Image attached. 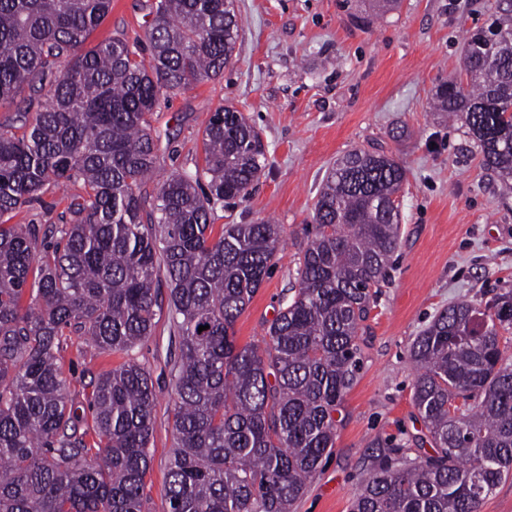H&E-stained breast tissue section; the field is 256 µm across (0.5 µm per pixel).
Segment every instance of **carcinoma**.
Here are the masks:
<instances>
[{"label":"carcinoma","mask_w":512,"mask_h":512,"mask_svg":"<svg viewBox=\"0 0 512 512\" xmlns=\"http://www.w3.org/2000/svg\"><path fill=\"white\" fill-rule=\"evenodd\" d=\"M361 4L365 26L400 0ZM110 6L0 0V103L30 91L0 127V512H144L157 393L134 351L162 312V273L179 338L169 512H293L335 447L336 411L358 380L359 332L400 240L406 170L378 149L336 159L299 249L294 296L264 346H237L235 322L282 229L261 221L216 234L210 216L246 197L266 146L224 107L203 132L204 165L161 177L149 121L163 92L223 73L240 28L235 0H156L147 61L119 38L86 47ZM462 68L465 78L437 85L432 108L462 121L483 164L512 179V0H496L492 22L470 34ZM60 181L85 191L69 222L4 223ZM511 328L504 296L492 308L450 305L416 337L412 398L434 454L376 448L351 512H479L512 478V355L500 336ZM72 336L126 356L92 383L93 445L58 364Z\"/></svg>","instance_id":"carcinoma-1"}]
</instances>
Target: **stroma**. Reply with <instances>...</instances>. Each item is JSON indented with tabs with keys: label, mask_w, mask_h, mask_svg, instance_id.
I'll return each instance as SVG.
<instances>
[{
	"label": "stroma",
	"mask_w": 512,
	"mask_h": 512,
	"mask_svg": "<svg viewBox=\"0 0 512 512\" xmlns=\"http://www.w3.org/2000/svg\"><path fill=\"white\" fill-rule=\"evenodd\" d=\"M155 0H112L89 44L122 38L148 58ZM495 0H402L397 11L357 26L350 0H237L241 29L230 63L215 79L166 92L151 117L162 136L163 173H191L204 163L202 136L216 110L243 112L267 145V165L245 198L216 205L211 222L282 226L285 248L237 319V346L260 343L296 286L300 244L336 158L379 148L406 169L397 195L402 223L387 283L371 305L360 338L362 365L346 395L336 446L295 512H349L368 474L374 440L410 457L431 452L412 400L410 350L434 317L457 302L493 304L512 293V180L488 170L461 122L433 111L436 85L461 70L468 35L483 26ZM401 139H393L394 131ZM78 184H48L10 215L14 224L68 222ZM166 316L135 350L158 394L145 477V512H167V472L174 446ZM71 381L68 400L93 429L94 380L123 362L74 337L58 353Z\"/></svg>",
	"instance_id": "stroma-1"
}]
</instances>
